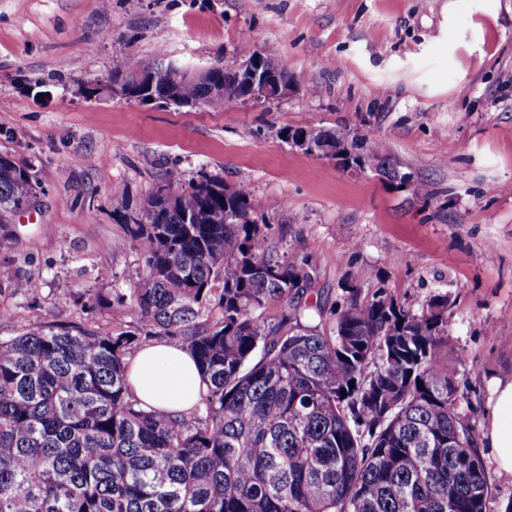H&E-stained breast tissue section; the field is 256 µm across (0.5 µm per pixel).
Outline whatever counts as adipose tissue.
<instances>
[{"instance_id": "adipose-tissue-1", "label": "adipose tissue", "mask_w": 512, "mask_h": 512, "mask_svg": "<svg viewBox=\"0 0 512 512\" xmlns=\"http://www.w3.org/2000/svg\"><path fill=\"white\" fill-rule=\"evenodd\" d=\"M128 387L142 408L177 415L192 411L204 388L197 365L181 347L155 341L128 360ZM495 407L486 445L505 475H512V379L494 387Z\"/></svg>"}]
</instances>
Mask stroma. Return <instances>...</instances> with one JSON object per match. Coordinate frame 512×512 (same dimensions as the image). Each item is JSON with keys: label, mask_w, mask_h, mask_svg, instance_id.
Instances as JSON below:
<instances>
[{"label": "stroma", "mask_w": 512, "mask_h": 512, "mask_svg": "<svg viewBox=\"0 0 512 512\" xmlns=\"http://www.w3.org/2000/svg\"><path fill=\"white\" fill-rule=\"evenodd\" d=\"M273 46L299 90L219 112L87 99L132 55L150 66L236 67ZM370 130L400 184L283 142L280 128ZM39 189L0 241V338L48 322L117 334L112 299L142 270L126 224L170 172L246 185L252 217L306 262L326 309L375 269L421 309L448 294L468 413L486 434L493 385L512 378V0H0V155ZM428 186L437 196L426 201Z\"/></svg>", "instance_id": "stroma-1"}]
</instances>
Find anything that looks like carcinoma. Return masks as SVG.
<instances>
[{
	"instance_id": "1",
	"label": "carcinoma",
	"mask_w": 512,
	"mask_h": 512,
	"mask_svg": "<svg viewBox=\"0 0 512 512\" xmlns=\"http://www.w3.org/2000/svg\"><path fill=\"white\" fill-rule=\"evenodd\" d=\"M145 68L129 56L111 79L137 92ZM158 72L200 109L244 94L222 66L210 70L222 98L206 78ZM319 136L385 162L370 131ZM37 188L0 155L1 238ZM251 212L246 185L170 173L126 217L143 271L112 317L138 308L139 333L49 322L0 338V512H485L492 486L463 406L465 358L448 349V293L415 310L383 288L364 299L346 288L329 312L304 299L313 276ZM214 308L220 318L201 322ZM161 334L205 385L189 417L129 393L127 356Z\"/></svg>"
}]
</instances>
